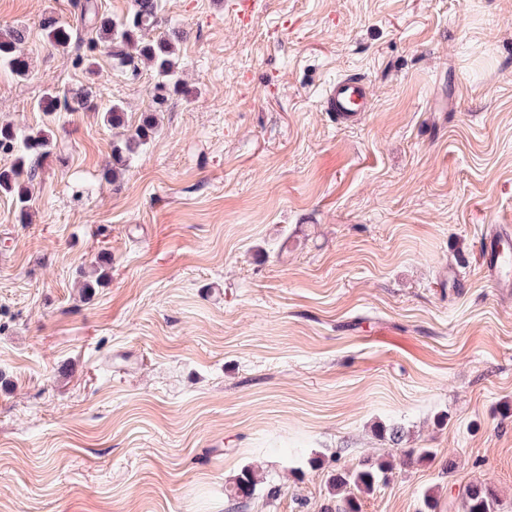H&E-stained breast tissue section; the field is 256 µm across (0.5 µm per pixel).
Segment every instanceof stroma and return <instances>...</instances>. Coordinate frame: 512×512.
<instances>
[{"instance_id": "obj_1", "label": "stroma", "mask_w": 512, "mask_h": 512, "mask_svg": "<svg viewBox=\"0 0 512 512\" xmlns=\"http://www.w3.org/2000/svg\"><path fill=\"white\" fill-rule=\"evenodd\" d=\"M75 2L0 0L29 62L0 122L56 143L27 222L0 195V512H323L365 460L393 469L361 512H462L471 484L512 512V290L481 261L512 225V0H158L184 33L159 109L148 69L47 44ZM346 73L371 110L341 127ZM85 87L94 110L35 107ZM115 102L160 129L112 183ZM369 84L358 74L339 77L327 89L322 98L324 112H331L336 121L353 124L368 112ZM107 265H109L107 259H100L90 270L81 272L79 288H81L83 294L91 296L95 288H99L104 284L105 279L108 277V272L106 271ZM258 480L253 471L243 470L227 490L230 498L247 500L252 498L257 490Z\"/></svg>"}]
</instances>
